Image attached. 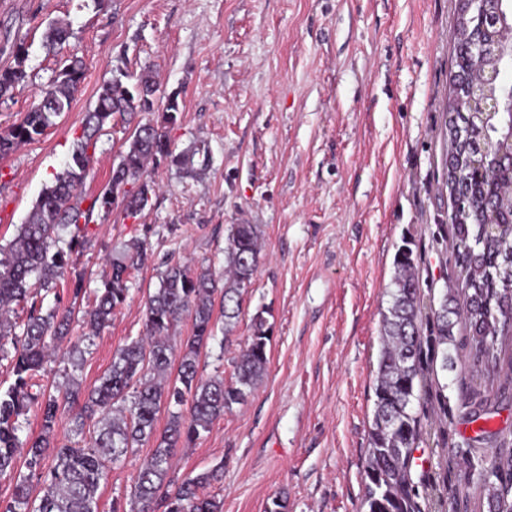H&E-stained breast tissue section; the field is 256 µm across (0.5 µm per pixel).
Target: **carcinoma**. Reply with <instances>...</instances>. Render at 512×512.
Instances as JSON below:
<instances>
[{
	"mask_svg": "<svg viewBox=\"0 0 512 512\" xmlns=\"http://www.w3.org/2000/svg\"><path fill=\"white\" fill-rule=\"evenodd\" d=\"M479 20L467 13L455 27V66L462 68L470 46V32ZM68 25L54 21L45 39L61 45L69 37ZM15 66L0 69V100L26 82V50L14 45ZM83 63L67 59L57 79L40 90L38 100L17 123L0 132V155L42 135L55 119L71 109L84 80ZM157 91L152 72L145 69L132 76L121 67L98 89L96 104L85 114L82 134L74 142L69 162L45 186L18 234L0 245V353L11 344L15 381L0 392V476L14 480V492L0 512H98V489L106 477L107 464L117 462L133 448L156 439L135 481L130 512H222V504L204 497L201 489L218 480L221 468L203 471L175 484L170 477L173 450L189 447L210 430L214 420L234 404L245 402L264 373L269 341L266 320L258 313L253 332L241 351L235 381L205 378L199 372V350L213 337V306L216 281L208 271L192 273L181 265L166 268L160 287L148 296L144 310L147 341H132L118 348L110 368L98 385L85 390L73 377L55 394L31 393L43 369L47 352L66 338L72 309L56 306L47 311L38 303L39 291L52 290L67 272L73 254L83 248L85 225L94 211L105 214L116 202L136 215L149 204L153 186L142 180L148 161H163L182 170L193 169L204 147L176 153L167 128L178 122L180 107L172 95L163 108V125L137 123L128 149L112 171L108 184L82 208L81 187L90 171L93 150L107 122L118 116L132 121L138 112L154 111ZM512 115L507 112L484 117L463 115L453 108L448 121V196L450 224L454 229L455 260L460 268L463 321L471 369L494 373L512 371V173L498 157L499 146L512 134ZM69 237H64V234ZM259 231L256 224H234L224 250L229 277L224 281L221 304L224 334L238 318L240 299L250 287L258 267ZM143 247L132 243L112 259L110 271L95 291V304L83 314L87 335L95 336L112 321L115 309L127 297L129 271L138 266ZM388 313L383 315L381 348L375 387V410L364 465V505L367 512H448V478L425 486L420 496L414 482V452L418 448L420 420L410 409L416 388L423 381V344L429 341L440 353L441 368L454 367L448 355L458 311L443 302L431 312L430 336H421L419 279L412 251L402 248ZM30 302L26 322L12 319L10 306ZM188 314L193 333L179 357L177 375L167 384L175 350L169 332ZM191 401L189 416L171 413L168 427L156 435L161 406H181ZM36 406L41 412V433L25 442L19 432L22 417ZM78 408L76 433L84 421L97 419L101 427L85 448L52 446L62 415ZM25 456L19 470L18 458ZM53 457V465L46 464ZM465 474L476 481L486 512H512V453L501 454L488 464H476L461 455ZM41 481L46 492L31 496L32 479Z\"/></svg>",
	"mask_w": 512,
	"mask_h": 512,
	"instance_id": "1",
	"label": "carcinoma"
}]
</instances>
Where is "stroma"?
<instances>
[{
  "mask_svg": "<svg viewBox=\"0 0 512 512\" xmlns=\"http://www.w3.org/2000/svg\"><path fill=\"white\" fill-rule=\"evenodd\" d=\"M458 9L459 0H0V68L14 65L16 42L28 50V81L0 102V130L55 79L57 56L85 66L70 111L0 156V244L65 167L115 67L154 70L160 90L142 121L161 122L168 95H177L180 119L168 130L175 152L209 150L191 177L149 167L155 192L137 216L120 204L94 214L74 273L45 307L59 296L82 316L125 245L140 243L144 259L111 325L91 338L73 327L46 360L43 389L55 392L70 373L92 387L119 346L144 336V305L167 265L222 275L232 225H258L259 265L235 327L225 333L222 312H214L199 371L233 381L259 312L270 327L266 371L244 403L194 445L175 449L176 474L220 467L203 493L221 499L223 512H270L278 498L288 512H365L363 462L397 252L413 253L423 311L458 281L444 166ZM56 19L71 35L52 53L43 32ZM131 133L108 122L85 198L107 185ZM74 346L84 353L77 369L63 360ZM433 356L425 351L428 384L412 401L423 458L414 480L447 476L449 499L482 512L475 483L460 476L458 451L472 448L488 461L512 450V388L502 377L441 370ZM472 389L478 402L466 398ZM486 410L493 436L480 441L470 418ZM152 450L145 444L111 466L99 512L129 502Z\"/></svg>",
  "mask_w": 512,
  "mask_h": 512,
  "instance_id": "obj_1",
  "label": "stroma"
}]
</instances>
